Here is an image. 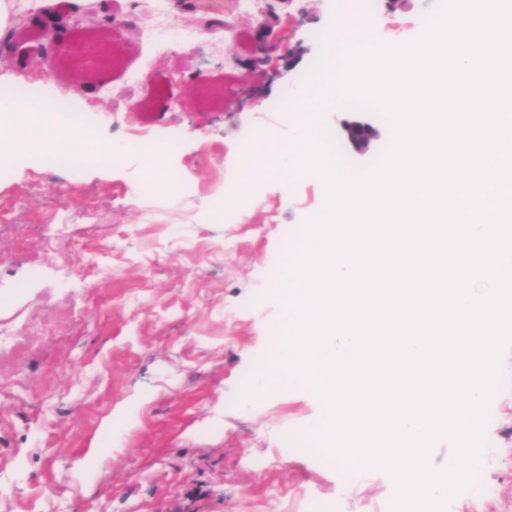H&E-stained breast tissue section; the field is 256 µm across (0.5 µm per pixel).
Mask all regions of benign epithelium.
Segmentation results:
<instances>
[{"label": "benign epithelium", "instance_id": "obj_1", "mask_svg": "<svg viewBox=\"0 0 512 512\" xmlns=\"http://www.w3.org/2000/svg\"><path fill=\"white\" fill-rule=\"evenodd\" d=\"M256 14L253 18L257 37L252 46L254 58L267 54L274 47L271 42L273 34V13L265 6L266 0H253ZM27 22L8 28L0 50L21 48V57L39 58L55 69L61 64L75 66L73 80L83 89L96 92L99 88L97 76L102 71L114 66L121 58L122 50L117 47L120 30L126 23L116 21L108 14L102 21L91 20L84 25L85 31L74 34L61 21H47L38 12L26 13ZM349 142L360 152L366 151L370 144L379 137L378 130L367 122L355 121L345 125Z\"/></svg>", "mask_w": 512, "mask_h": 512}]
</instances>
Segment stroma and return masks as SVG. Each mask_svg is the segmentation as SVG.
<instances>
[{"mask_svg":"<svg viewBox=\"0 0 512 512\" xmlns=\"http://www.w3.org/2000/svg\"><path fill=\"white\" fill-rule=\"evenodd\" d=\"M130 16L133 43L101 89L83 93L42 63L0 53V96L50 86L81 105L93 137L171 142L162 162L90 156L80 170L40 152L0 174V512H391L389 477L325 466L290 443L321 411L300 384L259 397L257 362L275 364L285 327L274 280L286 236L327 202L315 176L244 172L263 135L295 139L289 105L325 64L336 0H294L266 62L248 69L253 11L238 0H74ZM439 0L389 12L369 0L371 41L414 36ZM169 23L176 45L150 40ZM146 110L132 111L136 102ZM371 122L361 154L344 123ZM312 133L362 167L389 124L326 105ZM477 486L446 512H512V369L484 427Z\"/></svg>","mask_w":512,"mask_h":512,"instance_id":"35a3bbf8","label":"stroma"}]
</instances>
